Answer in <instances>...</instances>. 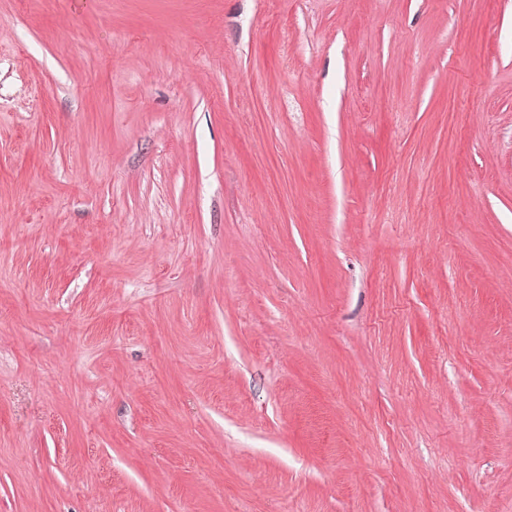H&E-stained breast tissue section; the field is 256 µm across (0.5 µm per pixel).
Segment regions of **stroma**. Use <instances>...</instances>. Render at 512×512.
I'll use <instances>...</instances> for the list:
<instances>
[{
    "mask_svg": "<svg viewBox=\"0 0 512 512\" xmlns=\"http://www.w3.org/2000/svg\"><path fill=\"white\" fill-rule=\"evenodd\" d=\"M0 512H512V0H0Z\"/></svg>",
    "mask_w": 512,
    "mask_h": 512,
    "instance_id": "obj_1",
    "label": "stroma"
}]
</instances>
